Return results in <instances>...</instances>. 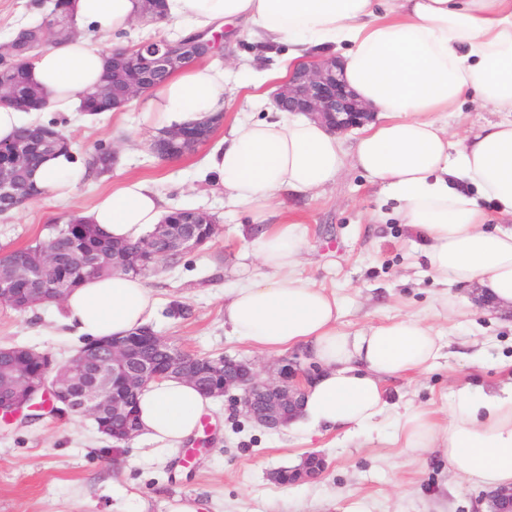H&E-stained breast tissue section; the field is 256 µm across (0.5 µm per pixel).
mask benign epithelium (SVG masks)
Returning a JSON list of instances; mask_svg holds the SVG:
<instances>
[{"label": "benign epithelium", "mask_w": 512, "mask_h": 512, "mask_svg": "<svg viewBox=\"0 0 512 512\" xmlns=\"http://www.w3.org/2000/svg\"><path fill=\"white\" fill-rule=\"evenodd\" d=\"M138 65L141 75L123 85L122 100L129 102L150 93L152 78L159 74L175 73L188 68L199 60L198 54L205 50L210 55L224 50V34H194L189 38L169 41L165 38L146 40L137 46ZM21 59L16 40L0 43V65H12ZM82 111L91 114L110 112L120 104L112 92L109 82L96 86L82 94ZM273 105L281 110L303 113L336 133H345L364 125L372 119L369 108L363 105L348 89L340 66L334 58H322L318 62L292 71L281 81L272 94ZM219 112L200 122H190L176 128L161 130L153 136L150 150L159 142H166L181 149L172 155L179 158L194 153L207 143L214 131L223 123ZM57 136L40 128L35 129L32 140L24 145L14 144L10 149V160L0 163V199L11 202L17 208L33 200L19 190L11 174L23 169L28 172L36 168V160L49 153ZM154 238L161 240L165 248L150 256L153 266L169 261L173 254L183 255L203 245V241L189 236L173 235L170 224L156 225ZM107 258L96 253L66 258L55 249L42 247L35 260L25 267H5L0 263V293L13 295L24 308L53 302L62 303L67 289L62 287L70 266L73 264L105 269ZM38 279L44 287L39 292L27 289L28 284ZM169 355L161 367L151 358L142 355L145 346ZM104 356L112 364V377L122 380L127 390L141 389L151 381L174 377L193 381V375L183 369L184 353L174 349L170 341L151 330H142L124 338L110 339L102 343ZM16 360L25 365L8 375L0 376V384L9 391L0 396V418L17 417L25 410H34L44 404L63 412L78 407L81 414L94 420L106 411L114 417L127 414V407L116 402L112 389L105 380L79 387L77 379L84 363V354L78 353L63 365H56L51 356L27 347L13 346ZM318 367L310 362L304 364L300 356L293 355L277 361L272 373L261 377L255 365L239 362L231 369H224V380L210 396H226L235 391L233 401L246 417L270 429L288 424L297 414L306 387L317 374ZM325 468L323 457L316 453L306 456L302 465L288 471L291 484H298L319 477ZM487 512H512V489L506 488L482 497Z\"/></svg>", "instance_id": "obj_1"}]
</instances>
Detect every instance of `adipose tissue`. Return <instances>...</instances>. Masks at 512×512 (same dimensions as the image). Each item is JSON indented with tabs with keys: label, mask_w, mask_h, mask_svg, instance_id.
Returning <instances> with one entry per match:
<instances>
[{
	"label": "adipose tissue",
	"mask_w": 512,
	"mask_h": 512,
	"mask_svg": "<svg viewBox=\"0 0 512 512\" xmlns=\"http://www.w3.org/2000/svg\"><path fill=\"white\" fill-rule=\"evenodd\" d=\"M166 9V20L185 32L240 24L262 43L293 45L297 59L342 50L348 87L380 116L349 145L293 113L236 120L209 155L208 170L256 222H265L280 194L314 192L356 168L401 201L397 219L421 241L429 275L446 288L435 299L437 316H466L455 287L476 285L495 305L512 306V0H167ZM139 11L140 0H70L80 35L40 53L29 82L49 94L53 108L75 111ZM103 36L113 37L111 47L100 44ZM226 91L224 70L196 67L172 75L150 97L149 114L166 128L200 121L223 111ZM469 98L499 120L457 133L437 121V113L462 111ZM86 174L82 159L57 152L32 179L63 197ZM165 213L157 190L128 179L83 217L100 238L120 243L138 240ZM303 248L294 225L264 231L256 242L264 272L231 291L224 323L253 348L303 347L320 365L295 427L348 434L375 428L388 410L387 382L429 371L443 336L416 314L342 329L335 293L295 273ZM155 307L145 278L122 273L85 279L62 303L65 323L90 339L139 330ZM210 403L184 380L150 383L137 400L139 433L180 441ZM391 437L415 452L445 456L457 483L511 487L512 379L481 389L457 383L446 422L411 406Z\"/></svg>",
	"instance_id": "adipose-tissue-1"
}]
</instances>
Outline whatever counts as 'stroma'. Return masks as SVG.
<instances>
[{
  "mask_svg": "<svg viewBox=\"0 0 512 512\" xmlns=\"http://www.w3.org/2000/svg\"><path fill=\"white\" fill-rule=\"evenodd\" d=\"M288 51L285 44L260 48L244 30L225 40L224 54L213 64L227 71L231 92L215 141L228 135L236 114L267 117V107L255 106L246 82L277 72ZM147 110L142 98L99 115L37 113V121L56 122L72 135L78 155L97 146L118 147L115 170L89 177L69 196L47 194L0 215V248L27 245L45 225L92 208L117 188V172L145 180L162 194L167 210H203L222 227L201 249L149 276L158 299L151 328L191 353L242 359L264 369L274 356L253 350L224 324L225 293L247 274L262 271L248 255L252 215L229 204L205 168L203 152L166 162L151 154L147 141L155 129ZM396 207L354 168L310 196L283 197L271 206L270 223L294 224L304 240L298 275L336 292L345 326L397 313L429 314L440 290L426 274L415 237L395 220ZM456 294L468 316L454 322L432 316V324L447 334L443 357L426 373L388 382V417L378 430L351 438L335 430H271L236 413L221 397L207 410V427L163 454L154 441L139 436L120 447L90 418L42 410L33 419L0 421V512H169L176 499L195 503L197 512H346L357 500L369 512H475L481 488L454 485L442 456H419L388 439L407 406H425L444 418L453 379L495 384L503 378L502 364L512 359V309L479 307L474 286ZM464 337L478 340L477 361L464 357ZM86 342L63 323L60 306L24 313L0 306V345L46 352L63 363ZM311 452L327 461L317 479L289 487L273 480L274 471Z\"/></svg>",
  "mask_w": 512,
  "mask_h": 512,
  "instance_id": "stroma-1",
  "label": "stroma"
}]
</instances>
